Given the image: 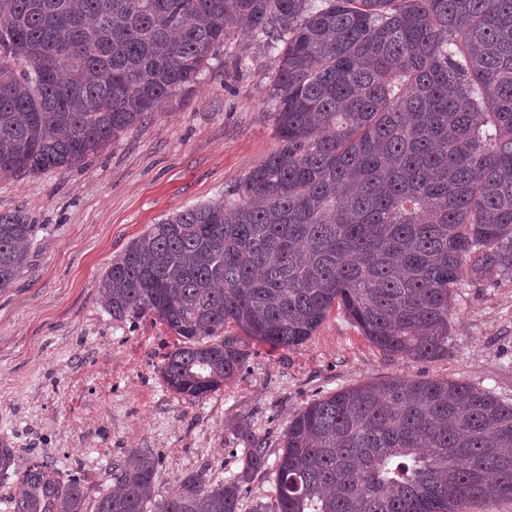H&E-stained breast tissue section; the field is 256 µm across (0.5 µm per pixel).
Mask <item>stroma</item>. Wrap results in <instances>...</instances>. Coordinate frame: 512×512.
<instances>
[{
	"label": "stroma",
	"instance_id": "stroma-1",
	"mask_svg": "<svg viewBox=\"0 0 512 512\" xmlns=\"http://www.w3.org/2000/svg\"><path fill=\"white\" fill-rule=\"evenodd\" d=\"M274 60L234 31L191 101L162 102L81 168L0 176V211L23 212L36 226L24 268L0 293V442L13 450L0 512L17 474L37 462L79 481L90 505L111 488L112 461L135 449L161 458L155 499L190 471L226 480L246 436L277 459L307 403L365 381L448 378L512 402V280L462 281L447 357L382 351L334 308L291 349L242 337L244 366L200 400L162 377L176 342L165 325L116 322L102 307L101 278L131 241L173 212L223 199L277 148Z\"/></svg>",
	"mask_w": 512,
	"mask_h": 512
}]
</instances>
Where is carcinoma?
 Masks as SVG:
<instances>
[{"instance_id": "cac0c4a2", "label": "carcinoma", "mask_w": 512, "mask_h": 512, "mask_svg": "<svg viewBox=\"0 0 512 512\" xmlns=\"http://www.w3.org/2000/svg\"><path fill=\"white\" fill-rule=\"evenodd\" d=\"M0 0V174L78 167L200 72L240 22L277 51L278 147L224 199L175 212L105 271L115 321L176 336L162 375L201 399L244 364L233 325L298 346L333 306L377 348L448 355L455 288L512 280V0ZM35 226L0 212V292ZM225 481L153 499L145 449L112 461L95 512H496L512 501V403L466 382L392 377L314 400L269 462L248 436ZM10 512H86L35 464ZM274 491L271 474L258 473L247 485L241 512H249L256 501L268 502Z\"/></svg>"}]
</instances>
